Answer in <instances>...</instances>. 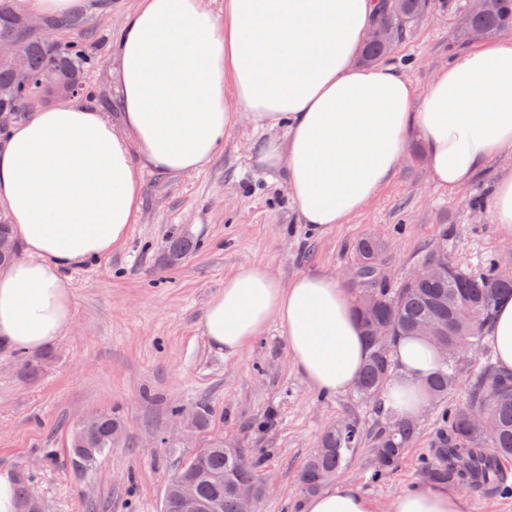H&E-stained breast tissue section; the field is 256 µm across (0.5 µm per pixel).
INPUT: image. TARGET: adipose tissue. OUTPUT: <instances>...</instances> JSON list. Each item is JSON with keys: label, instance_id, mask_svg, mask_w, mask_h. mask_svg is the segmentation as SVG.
Returning <instances> with one entry per match:
<instances>
[{"label": "adipose tissue", "instance_id": "obj_1", "mask_svg": "<svg viewBox=\"0 0 512 512\" xmlns=\"http://www.w3.org/2000/svg\"><path fill=\"white\" fill-rule=\"evenodd\" d=\"M137 0L114 54L121 121L60 103L36 109L0 139V203L23 256L0 269V341L33 352L72 321L67 273L126 240L140 210L143 173L204 168L242 122L283 128L259 162L283 171L300 223L346 224L396 170L412 135L424 140L433 183L460 189L512 150V36L475 42L425 89L392 67L357 62L375 0ZM277 323L297 371L317 391L358 381L368 356L340 279L308 273L281 284L245 264L208 302L203 336L238 353ZM499 369L512 371V299L489 327ZM382 399L422 413L424 380L441 356L423 338H397ZM434 487L397 495L389 512H464ZM306 512H376L336 484Z\"/></svg>", "mask_w": 512, "mask_h": 512}]
</instances>
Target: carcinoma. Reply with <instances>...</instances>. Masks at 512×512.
<instances>
[{
    "label": "carcinoma",
    "instance_id": "cac0c4a2",
    "mask_svg": "<svg viewBox=\"0 0 512 512\" xmlns=\"http://www.w3.org/2000/svg\"><path fill=\"white\" fill-rule=\"evenodd\" d=\"M19 0H0V41H18L23 45L27 67L34 81L18 84L11 65L0 60V135L10 122L24 118L33 102L45 96L38 84L47 71L74 88L77 96H90L86 74L93 65L82 39V22L46 19L48 30L66 28L72 38L60 44L47 34L27 25ZM430 0H380L372 29L389 34L390 41L366 39L363 59L379 63L392 47L401 42L410 26L427 10ZM479 29L489 35L512 32V0H499L487 11L468 10L458 28L464 32ZM448 233L442 242L425 248L419 265L436 264V275L408 279L390 287L379 271L380 243L372 238L355 245L358 262L355 280L365 286L355 310L369 356L356 383V391L368 404L379 402V395L393 369L392 343L399 336H424L423 325H443L440 336L429 339L443 356V367L425 382V390L437 402L448 399L457 385L461 369L469 355L483 348L488 327L499 303L512 298V270L499 259H488L479 271L465 269L448 260ZM416 420L385 416L372 436V478L382 479L396 467L416 434ZM119 431V422L110 413L99 415L87 430L78 428L71 441V456L80 467L91 465ZM363 429L356 420L344 419L322 435L319 448L304 463L300 483L307 494L317 492L338 472L357 448ZM201 460L191 458L181 472L196 482L199 496L215 501L218 512H239L236 487L256 479L257 461L236 448H226L221 440L201 452ZM512 456V372L490 366L477 373L464 400L446 408L439 432L438 457L424 461L422 473L434 484H446L472 491L494 489L502 484L498 458Z\"/></svg>",
    "mask_w": 512,
    "mask_h": 512
}]
</instances>
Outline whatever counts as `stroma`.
<instances>
[{"label": "stroma", "mask_w": 512, "mask_h": 512, "mask_svg": "<svg viewBox=\"0 0 512 512\" xmlns=\"http://www.w3.org/2000/svg\"><path fill=\"white\" fill-rule=\"evenodd\" d=\"M135 0H83L94 105L112 102V37ZM467 0H433L387 65L425 88L460 47L453 35ZM261 135L242 124L222 151L192 174L145 172L141 211L119 247L72 267L71 326L42 349L20 354L0 343V470L27 478L49 512H161L168 477L213 440L260 459L265 491L258 512H304L299 483L323 431L344 419L365 435L334 482L353 486L387 512L398 494L426 485L422 459L436 450L438 404L417 419L398 468L374 482L372 434L380 420L355 391L326 395L294 368L284 337L269 325L244 350H213L201 320L224 279L248 263L267 265L281 281L323 272L345 278L364 237L383 246L391 282L410 276L425 246L446 241L453 261L476 268L496 256L512 266V249L489 212L470 198L492 197L512 176V151L491 160L471 184L437 187L413 138L389 182L350 223L317 229L299 223L283 172L255 159ZM193 250L170 261L172 239ZM35 363L30 375L27 363ZM205 425L188 426L198 406ZM111 412L122 423L112 446L89 468L75 467L70 441L86 418Z\"/></svg>", "instance_id": "1"}]
</instances>
